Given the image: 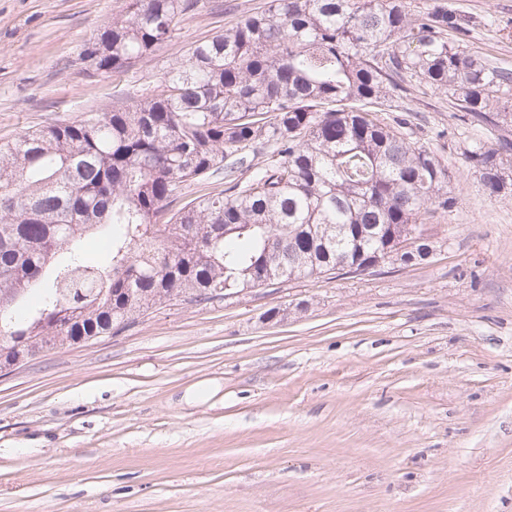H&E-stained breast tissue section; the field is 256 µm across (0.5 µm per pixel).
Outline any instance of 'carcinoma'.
I'll return each instance as SVG.
<instances>
[{
  "label": "carcinoma",
  "instance_id": "1",
  "mask_svg": "<svg viewBox=\"0 0 512 512\" xmlns=\"http://www.w3.org/2000/svg\"><path fill=\"white\" fill-rule=\"evenodd\" d=\"M200 0H126L88 44L117 76L150 61ZM446 5L266 0L197 41L159 92L0 143V337L34 356L112 335L173 302H201L365 263L432 210L448 170L380 120L409 77L471 122H512V70L468 47ZM106 43L112 51L95 56ZM271 149L270 169L179 210L187 184ZM512 143L467 151L489 195L512 192ZM102 239L105 255L82 248Z\"/></svg>",
  "mask_w": 512,
  "mask_h": 512
}]
</instances>
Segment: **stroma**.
<instances>
[{"mask_svg": "<svg viewBox=\"0 0 512 512\" xmlns=\"http://www.w3.org/2000/svg\"><path fill=\"white\" fill-rule=\"evenodd\" d=\"M263 2L200 0L117 81L83 52L125 0H0V142L152 97ZM444 2L512 66V0ZM402 109L455 188L433 255L166 306L0 375V512H512V198L465 158L512 129L414 82Z\"/></svg>", "mask_w": 512, "mask_h": 512, "instance_id": "stroma-1", "label": "stroma"}]
</instances>
